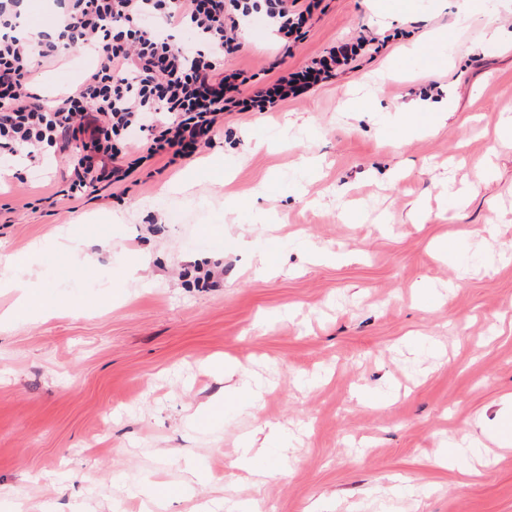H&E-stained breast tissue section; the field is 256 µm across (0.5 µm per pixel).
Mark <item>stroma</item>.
I'll return each mask as SVG.
<instances>
[{"mask_svg": "<svg viewBox=\"0 0 512 512\" xmlns=\"http://www.w3.org/2000/svg\"><path fill=\"white\" fill-rule=\"evenodd\" d=\"M326 2L288 67L361 35L386 49L225 113L191 159L62 199L69 161L0 157V253L35 252L29 293L53 310L0 323V512H512V447L434 462L512 393V0L465 29L455 0ZM272 47L254 18L233 63L267 77ZM90 67L58 55L33 89L52 103ZM385 68L376 111L351 110ZM430 78L447 120L397 126ZM218 357L241 372H206ZM231 384L261 387L258 407L191 425ZM259 429L290 438L288 468L233 467ZM159 482L182 491L163 509Z\"/></svg>", "mask_w": 512, "mask_h": 512, "instance_id": "obj_1", "label": "stroma"}]
</instances>
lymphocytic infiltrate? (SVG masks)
Returning a JSON list of instances; mask_svg holds the SVG:
<instances>
[{
	"instance_id": "obj_1",
	"label": "lymphocytic infiltrate",
	"mask_w": 512,
	"mask_h": 512,
	"mask_svg": "<svg viewBox=\"0 0 512 512\" xmlns=\"http://www.w3.org/2000/svg\"><path fill=\"white\" fill-rule=\"evenodd\" d=\"M325 0H69L56 38L36 42L17 25L21 0H0V151L35 160L74 157L63 190L73 197L99 183H121L136 170L126 150L144 135L148 158L167 164L212 145L228 112H268L354 69L384 47L359 37L330 47L288 72L286 56L304 39ZM261 16L281 53L278 76L257 84L216 57L240 48L242 23ZM190 31L184 46L175 34ZM96 55L79 92L47 105L31 92L35 58L53 56L57 40Z\"/></svg>"
}]
</instances>
